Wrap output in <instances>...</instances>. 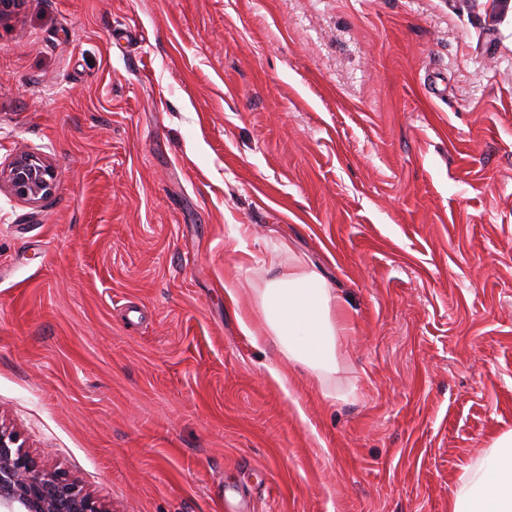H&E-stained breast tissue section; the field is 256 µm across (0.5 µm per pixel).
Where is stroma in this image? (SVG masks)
Listing matches in <instances>:
<instances>
[{"label": "stroma", "mask_w": 512, "mask_h": 512, "mask_svg": "<svg viewBox=\"0 0 512 512\" xmlns=\"http://www.w3.org/2000/svg\"><path fill=\"white\" fill-rule=\"evenodd\" d=\"M20 151L56 187H0V420L112 512H448L512 430V4L22 0ZM291 255L350 399L244 332Z\"/></svg>", "instance_id": "1"}]
</instances>
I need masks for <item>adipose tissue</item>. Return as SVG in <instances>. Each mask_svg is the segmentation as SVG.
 <instances>
[{"label": "adipose tissue", "instance_id": "obj_1", "mask_svg": "<svg viewBox=\"0 0 512 512\" xmlns=\"http://www.w3.org/2000/svg\"><path fill=\"white\" fill-rule=\"evenodd\" d=\"M261 319L252 336L273 337L281 353L335 397L338 338L346 316L335 288L315 267L292 262L257 289ZM448 512H512V431L499 435L490 452L460 477Z\"/></svg>", "mask_w": 512, "mask_h": 512}]
</instances>
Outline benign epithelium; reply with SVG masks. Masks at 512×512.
Returning a JSON list of instances; mask_svg holds the SVG:
<instances>
[{
    "label": "benign epithelium",
    "instance_id": "7a95c632",
    "mask_svg": "<svg viewBox=\"0 0 512 512\" xmlns=\"http://www.w3.org/2000/svg\"><path fill=\"white\" fill-rule=\"evenodd\" d=\"M31 205L49 198L55 174L43 158L19 152L0 166V184ZM0 512H112L77 481L49 470L25 449L20 435L0 420Z\"/></svg>",
    "mask_w": 512,
    "mask_h": 512
}]
</instances>
